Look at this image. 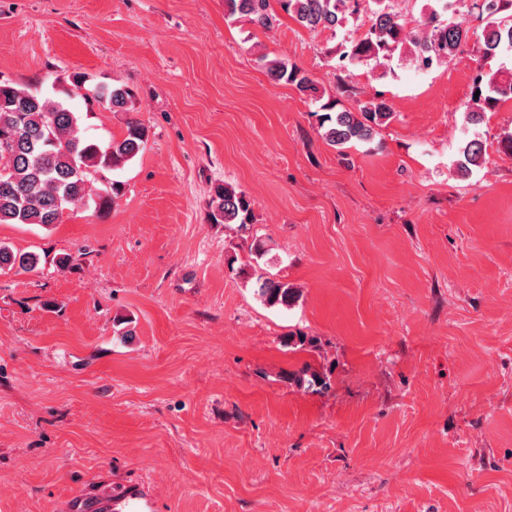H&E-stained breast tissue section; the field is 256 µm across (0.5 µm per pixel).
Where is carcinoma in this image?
Here are the masks:
<instances>
[{"mask_svg":"<svg viewBox=\"0 0 512 512\" xmlns=\"http://www.w3.org/2000/svg\"><path fill=\"white\" fill-rule=\"evenodd\" d=\"M224 0L225 14L260 27H274L283 13L310 30H336L348 18L364 15L359 37L343 45L336 54L341 67L370 65L386 75L394 55H400L420 69L448 63L468 37L465 21H452L463 0H429L428 16L412 20L398 8V0ZM482 20L479 38L485 56L494 58L512 54V0H482L476 5ZM259 63L277 82L295 86L297 91L315 101L323 98L309 73L284 58L262 55ZM472 91L464 112V122L476 126L484 115L512 101V73L504 70L480 71L472 81ZM64 99L54 100L40 93L0 79V224H35L49 227L60 222L67 209L95 200L106 205L123 190L120 181L107 173L123 168L133 160L148 139V128L137 120L127 122L120 138L105 144L79 135L82 113L73 110L66 99L83 95L111 112H127L134 94L123 85H86L75 74ZM323 137L331 146L369 143L378 130L394 118L392 107L373 97L358 105L357 110H338L330 98L316 113ZM458 173L466 177L471 167L480 166L483 143L466 139L459 147ZM100 187H95V184ZM254 201L242 190L217 184L212 190L209 222L237 225L245 231L253 223ZM35 254H16L0 246V271L17 268L36 269ZM256 293L270 307L288 308L297 298L289 284L263 274L255 278Z\"/></svg>","mask_w":512,"mask_h":512,"instance_id":"cac0c4a2","label":"carcinoma"}]
</instances>
